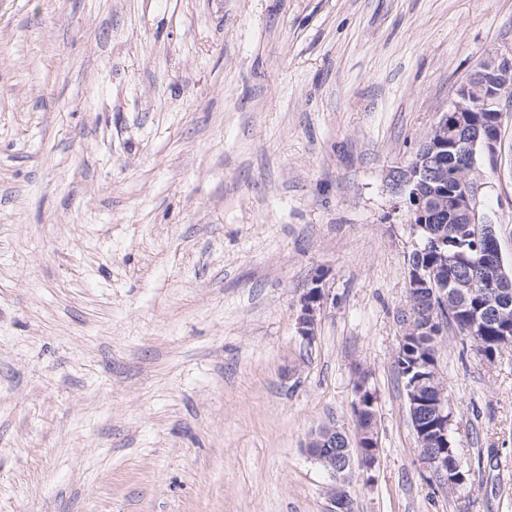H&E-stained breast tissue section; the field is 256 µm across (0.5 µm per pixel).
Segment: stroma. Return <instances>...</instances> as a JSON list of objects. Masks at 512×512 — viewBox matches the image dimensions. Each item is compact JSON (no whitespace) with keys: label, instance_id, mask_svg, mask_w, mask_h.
<instances>
[{"label":"stroma","instance_id":"stroma-1","mask_svg":"<svg viewBox=\"0 0 512 512\" xmlns=\"http://www.w3.org/2000/svg\"><path fill=\"white\" fill-rule=\"evenodd\" d=\"M512 0H0V512H326L306 451L377 462L354 512H512V347L438 349L421 463L395 364L415 233L388 185ZM477 208L512 270V102ZM317 335L297 333L315 276ZM426 370V374H421L418 381H414L412 385L407 387L408 390V399L410 404L412 405V410H415L419 405H421V391L424 387H432L438 391V396L435 402L431 404V409L434 414L442 418V426L441 428L433 433V431L437 430L435 427L430 428H422L421 424L416 420L414 423L416 438L418 444V452L419 457L424 462L431 464L432 466L438 462L437 455L438 450H436L440 444L445 443L447 440V431H448V443L451 444V429L452 425L447 423V419L444 417L445 404L443 398V382L441 380V372L439 370L437 362H432L424 366ZM432 433V434H429ZM435 447V448H434Z\"/></svg>","mask_w":512,"mask_h":512}]
</instances>
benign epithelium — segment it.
<instances>
[{"label":"benign epithelium","mask_w":512,"mask_h":512,"mask_svg":"<svg viewBox=\"0 0 512 512\" xmlns=\"http://www.w3.org/2000/svg\"><path fill=\"white\" fill-rule=\"evenodd\" d=\"M512 100V52L490 54L483 58L478 68L456 90V99L449 108L457 121L448 123V112L442 113L435 122L427 140L419 147L413 158L404 166L389 170L387 178L395 193L413 203L418 210H442L451 203L463 211L466 223L483 225L481 239L483 249L480 262L487 269L483 291L497 297L507 279L500 278L504 270L503 258L494 227L480 217L477 210L479 184L473 178L477 160L486 157L495 161L501 131H493L471 120L473 112H492L501 119L500 103L503 98ZM453 147L459 152V168L448 170L443 161V150ZM453 182V189L433 195L422 194V188L429 183L444 186ZM435 271L430 267L419 266L408 276L409 306L401 316L402 335L400 344L414 334V299L420 295L418 288L428 286L434 280ZM474 286L459 282L452 288L440 290L439 304L432 307V318L438 322L447 310H460L466 307L467 297ZM323 292L321 278L312 282V287L302 296L300 310L296 318L297 332L306 341L314 339L317 313L321 307ZM426 373L407 387L408 399L412 408L421 405V391L432 387L438 391L431 404L434 414L442 418L440 429L423 428L414 423L419 457L431 465L436 463L434 448L446 442L448 423L444 418L445 402L443 382L438 364L425 365ZM307 455L318 463L330 476L332 483L327 488L329 509L327 512H349L352 508L350 494L345 486L347 475L355 471V459L350 451L347 436L334 426H325L312 433L305 445Z\"/></svg>","instance_id":"1"}]
</instances>
